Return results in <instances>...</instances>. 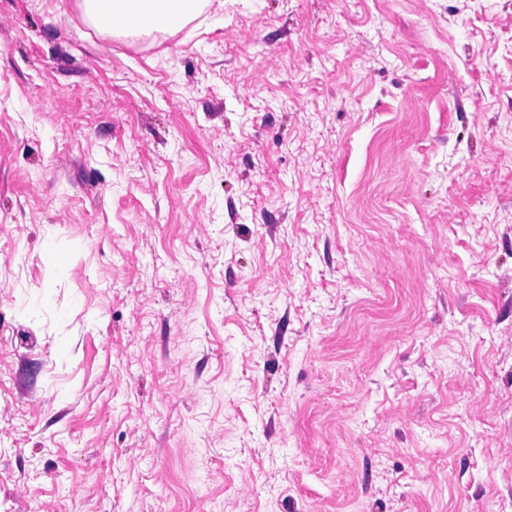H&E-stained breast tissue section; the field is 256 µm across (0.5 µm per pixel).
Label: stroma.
I'll return each mask as SVG.
<instances>
[{
  "label": "stroma",
  "mask_w": 512,
  "mask_h": 512,
  "mask_svg": "<svg viewBox=\"0 0 512 512\" xmlns=\"http://www.w3.org/2000/svg\"><path fill=\"white\" fill-rule=\"evenodd\" d=\"M512 506V0H0V512ZM199 0H80L85 22L97 29L114 32L132 25L161 30L174 29L196 13Z\"/></svg>",
  "instance_id": "1"
}]
</instances>
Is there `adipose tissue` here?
Masks as SVG:
<instances>
[{
  "mask_svg": "<svg viewBox=\"0 0 512 512\" xmlns=\"http://www.w3.org/2000/svg\"><path fill=\"white\" fill-rule=\"evenodd\" d=\"M199 4L200 0H79L85 22L104 31L135 24L173 29L195 14Z\"/></svg>",
  "mask_w": 512,
  "mask_h": 512,
  "instance_id": "adipose-tissue-1",
  "label": "adipose tissue"
}]
</instances>
